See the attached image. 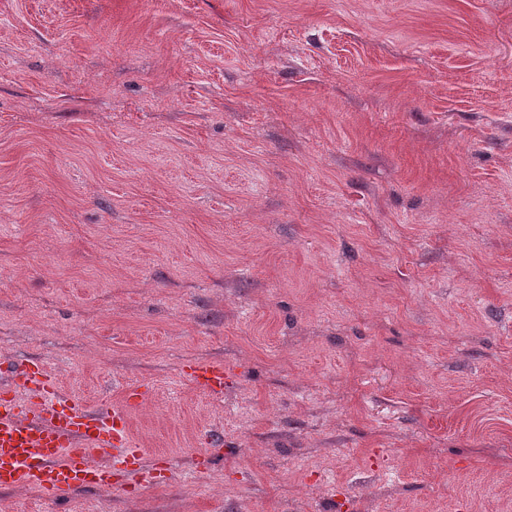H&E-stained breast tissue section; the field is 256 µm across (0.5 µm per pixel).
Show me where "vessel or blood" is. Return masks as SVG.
Returning a JSON list of instances; mask_svg holds the SVG:
<instances>
[{
  "label": "vessel or blood",
  "instance_id": "1",
  "mask_svg": "<svg viewBox=\"0 0 512 512\" xmlns=\"http://www.w3.org/2000/svg\"><path fill=\"white\" fill-rule=\"evenodd\" d=\"M183 370L202 390L223 393V363L191 361ZM143 397L132 387L123 407L93 413L63 392L41 360L0 366V488L59 499L78 486L111 487L116 470L153 478L129 435V410Z\"/></svg>",
  "mask_w": 512,
  "mask_h": 512
}]
</instances>
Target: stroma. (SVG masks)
Segmentation results:
<instances>
[{"label": "stroma", "mask_w": 512, "mask_h": 512, "mask_svg": "<svg viewBox=\"0 0 512 512\" xmlns=\"http://www.w3.org/2000/svg\"><path fill=\"white\" fill-rule=\"evenodd\" d=\"M29 357L172 473L0 512H512V0H0ZM182 370L189 374L202 390L211 394L224 392V378L227 377L228 371L223 363L190 361Z\"/></svg>", "instance_id": "35a3bbf8"}]
</instances>
